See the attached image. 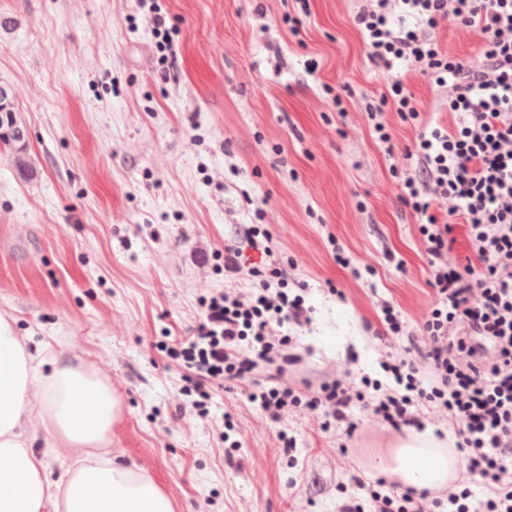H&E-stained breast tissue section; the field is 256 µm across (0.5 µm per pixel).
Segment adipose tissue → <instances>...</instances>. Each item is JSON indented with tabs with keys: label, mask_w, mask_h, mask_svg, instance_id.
Masks as SVG:
<instances>
[{
	"label": "adipose tissue",
	"mask_w": 512,
	"mask_h": 512,
	"mask_svg": "<svg viewBox=\"0 0 512 512\" xmlns=\"http://www.w3.org/2000/svg\"><path fill=\"white\" fill-rule=\"evenodd\" d=\"M42 364L0 318V512H173L170 495L150 476L103 451L119 413L111 385L59 364L45 375ZM29 416L40 433L24 430ZM40 439L97 454L52 481L34 450ZM459 464L429 432L403 431L371 454L374 469L417 489L445 484Z\"/></svg>",
	"instance_id": "obj_1"
}]
</instances>
